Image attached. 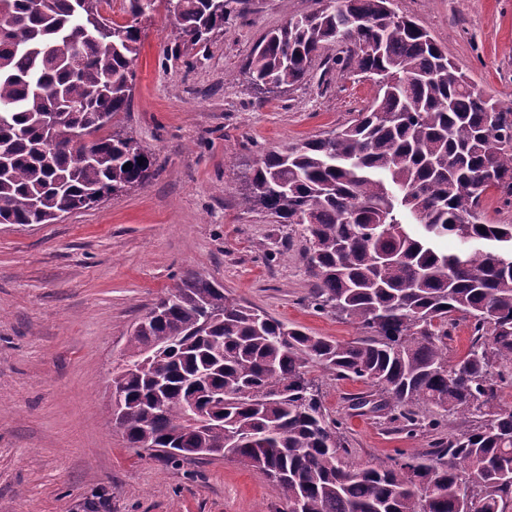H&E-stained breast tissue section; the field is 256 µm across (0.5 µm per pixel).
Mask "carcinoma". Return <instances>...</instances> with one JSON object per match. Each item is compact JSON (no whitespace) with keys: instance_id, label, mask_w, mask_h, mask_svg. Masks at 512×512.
<instances>
[{"instance_id":"obj_1","label":"carcinoma","mask_w":512,"mask_h":512,"mask_svg":"<svg viewBox=\"0 0 512 512\" xmlns=\"http://www.w3.org/2000/svg\"><path fill=\"white\" fill-rule=\"evenodd\" d=\"M157 0H128L130 23L101 0H0V224H52L144 184L153 158L133 138L102 135L128 109L141 52L138 18ZM182 37L224 30L249 0H165ZM389 0H317L255 45L248 88L301 83L325 44H347L346 66L382 78L353 123L286 144L243 172L241 205L301 228L311 304L356 325L340 342L288 327L195 272L178 277L135 324L112 375L132 448H208L280 488L286 512H505L512 500V224H485L492 189L512 200V107L502 109ZM62 112L56 148L41 121ZM77 130L94 134L88 148ZM143 163H138V159ZM128 169H123V166ZM453 237L457 248L439 243ZM467 351L448 354L459 322ZM160 355L148 367L143 354ZM370 384L412 433L426 403L458 430L426 455L365 467L347 461L343 423L327 417L311 369ZM224 391V406L209 397Z\"/></svg>"}]
</instances>
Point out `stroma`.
<instances>
[{
    "label": "stroma",
    "mask_w": 512,
    "mask_h": 512,
    "mask_svg": "<svg viewBox=\"0 0 512 512\" xmlns=\"http://www.w3.org/2000/svg\"><path fill=\"white\" fill-rule=\"evenodd\" d=\"M204 45L182 38L165 6L140 17L129 111L112 129L155 154L158 172L54 224H0V512H283L282 491L220 457L176 463L129 447L112 422L110 373L138 318L187 271L285 324L348 341L352 324L309 301L308 244L291 226L240 204L247 164L284 143L321 137L378 95L325 44L306 79L270 94L241 68L257 41L315 0H249ZM469 80L512 106V0H392ZM266 243L268 252L258 249ZM354 465L426 454L437 430L409 434L386 415L357 414L369 384L316 372Z\"/></svg>",
    "instance_id": "1"
}]
</instances>
